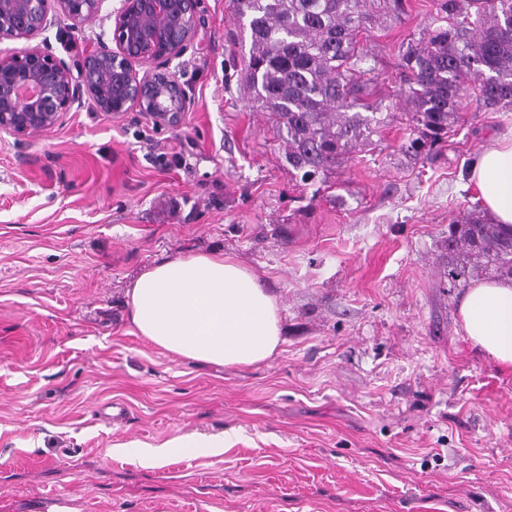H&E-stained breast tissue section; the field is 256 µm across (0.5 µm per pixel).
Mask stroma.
<instances>
[{
  "label": "stroma",
  "instance_id": "35a3bbf8",
  "mask_svg": "<svg viewBox=\"0 0 512 512\" xmlns=\"http://www.w3.org/2000/svg\"><path fill=\"white\" fill-rule=\"evenodd\" d=\"M119 5L42 37L79 63ZM436 5L362 34L389 123L309 184L241 82L231 0H199L171 64L180 126L87 99L49 132L0 136V512H512V369L472 345L443 274L448 226L479 201L470 168L512 110L469 107L447 146L403 152L399 50ZM213 251L280 303L261 365L201 366L129 324L137 275ZM194 433L228 440L156 466L139 451Z\"/></svg>",
  "mask_w": 512,
  "mask_h": 512
}]
</instances>
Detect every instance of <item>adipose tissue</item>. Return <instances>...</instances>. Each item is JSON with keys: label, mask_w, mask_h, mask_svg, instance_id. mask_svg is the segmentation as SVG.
<instances>
[{"label": "adipose tissue", "mask_w": 512, "mask_h": 512, "mask_svg": "<svg viewBox=\"0 0 512 512\" xmlns=\"http://www.w3.org/2000/svg\"><path fill=\"white\" fill-rule=\"evenodd\" d=\"M470 179L494 222L512 227V132L480 152ZM126 297L134 333L184 360L252 366L268 361L282 342L276 297L247 266L221 252L158 262L133 280ZM459 317L474 346L512 368V281L472 288Z\"/></svg>", "instance_id": "adipose-tissue-1"}]
</instances>
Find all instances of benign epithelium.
I'll return each instance as SVG.
<instances>
[{
    "mask_svg": "<svg viewBox=\"0 0 512 512\" xmlns=\"http://www.w3.org/2000/svg\"><path fill=\"white\" fill-rule=\"evenodd\" d=\"M105 0H0V41L37 38L61 13L80 26ZM197 0H121L112 38L100 41L77 69L41 44L0 53V134L17 141L59 125L88 97L107 114L133 108L174 127L189 109L171 63L192 41ZM153 68L140 73L133 62Z\"/></svg>",
    "mask_w": 512,
    "mask_h": 512,
    "instance_id": "7a95c632",
    "label": "benign epithelium"
}]
</instances>
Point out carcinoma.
Instances as JSON below:
<instances>
[{"label": "carcinoma", "instance_id": "obj_1", "mask_svg": "<svg viewBox=\"0 0 512 512\" xmlns=\"http://www.w3.org/2000/svg\"><path fill=\"white\" fill-rule=\"evenodd\" d=\"M250 34L245 83L269 112L288 164L305 182L332 170L358 145L381 135L385 118L368 112L359 34L380 12L406 0H232ZM444 24L401 54L400 94L409 125L406 149L441 148L477 86L485 110L512 109V0H437ZM451 287L491 270L512 279V229L475 208L448 225Z\"/></svg>", "mask_w": 512, "mask_h": 512}]
</instances>
